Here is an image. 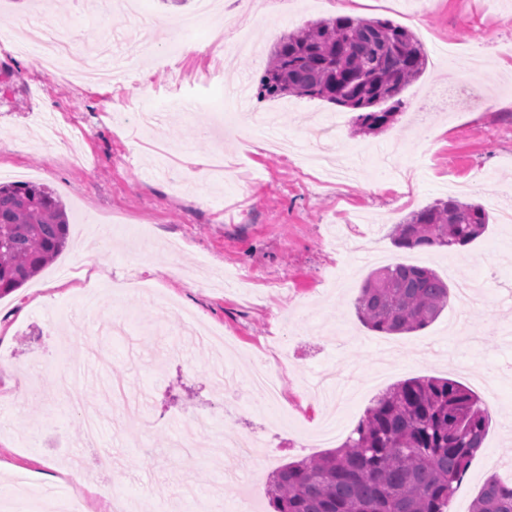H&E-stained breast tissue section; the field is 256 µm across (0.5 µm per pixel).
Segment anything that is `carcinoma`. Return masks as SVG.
Masks as SVG:
<instances>
[{"label":"carcinoma","instance_id":"cac0c4a2","mask_svg":"<svg viewBox=\"0 0 512 512\" xmlns=\"http://www.w3.org/2000/svg\"><path fill=\"white\" fill-rule=\"evenodd\" d=\"M260 93L326 100L357 113L365 131L388 126L404 89L427 55L407 28L388 20L337 17L291 32L274 44ZM488 224L485 208L438 201L395 225L402 249L464 247ZM68 218L47 187L0 183V296L21 288L66 245ZM433 269L398 263L369 276L357 313L371 331L391 335L429 326L448 305ZM489 413L463 384L437 377L403 381L373 400L343 444L275 472L273 512H447L456 483L483 446ZM471 512H512V485L496 476Z\"/></svg>","mask_w":512,"mask_h":512}]
</instances>
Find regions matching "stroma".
<instances>
[{
	"label": "stroma",
	"mask_w": 512,
	"mask_h": 512,
	"mask_svg": "<svg viewBox=\"0 0 512 512\" xmlns=\"http://www.w3.org/2000/svg\"><path fill=\"white\" fill-rule=\"evenodd\" d=\"M138 13L90 10L86 0H0V33L19 38L29 18L72 40L74 61L111 39L134 68L121 86L75 84L44 73L37 52L0 49V180L48 187L70 215L69 243L22 288L0 297V378L27 375L37 395L0 404V512H40L44 491L73 512H99L90 485H108L138 512H273V472L338 448L379 393L417 377L471 389L491 412L481 453L448 504L470 512L485 480L512 479V109L447 103L449 50L512 46V0H372L371 19L412 30L428 56L387 127L366 133L353 111L322 99L261 100L271 47L332 17L336 0H259L258 18H232L236 0L211 13L139 0ZM192 15L194 56L224 24V67L189 74V59L133 37L140 19ZM78 119L86 138L54 143L52 126ZM340 120L354 176L312 181L291 155L257 147L279 133L307 151L310 131ZM489 175L472 191L475 175ZM481 204L485 232L451 250L400 249L390 233L435 201ZM426 265L449 286L484 285L460 318L448 304L425 329L366 328L357 299L380 263ZM173 273H165V266ZM280 340L277 406L250 385L265 344ZM233 373L239 393L225 392ZM343 375L355 395L335 407L317 383ZM118 383L151 425L126 420L103 395ZM207 409L208 427L183 421ZM98 436L88 443L86 413ZM252 434L271 455L260 475L222 448L225 432Z\"/></svg>",
	"instance_id": "stroma-1"
}]
</instances>
